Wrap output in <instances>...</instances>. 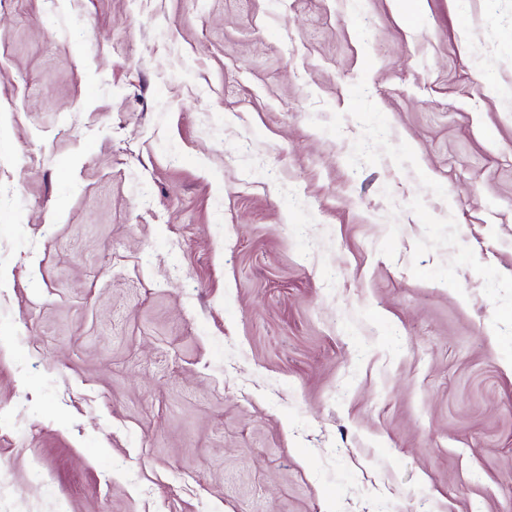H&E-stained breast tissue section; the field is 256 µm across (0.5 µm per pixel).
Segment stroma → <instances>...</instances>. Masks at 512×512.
Returning a JSON list of instances; mask_svg holds the SVG:
<instances>
[{"instance_id":"35a3bbf8","label":"stroma","mask_w":512,"mask_h":512,"mask_svg":"<svg viewBox=\"0 0 512 512\" xmlns=\"http://www.w3.org/2000/svg\"><path fill=\"white\" fill-rule=\"evenodd\" d=\"M0 512H512V0H0Z\"/></svg>"}]
</instances>
